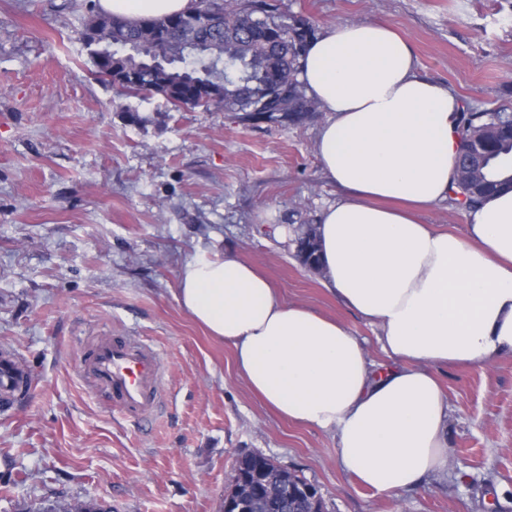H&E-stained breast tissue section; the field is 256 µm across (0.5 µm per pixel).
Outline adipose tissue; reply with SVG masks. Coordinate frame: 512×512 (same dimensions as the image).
<instances>
[{"mask_svg":"<svg viewBox=\"0 0 512 512\" xmlns=\"http://www.w3.org/2000/svg\"><path fill=\"white\" fill-rule=\"evenodd\" d=\"M127 19L161 18L195 0H100ZM298 78L327 114L323 174L340 196L318 224L329 291L379 330L393 361L372 362L341 321L285 301L227 252L183 263L180 306L230 344L251 390L282 418L334 431L342 470L380 493L447 471L449 407L436 370L512 354V189L467 211V230L422 219L456 183L461 104L420 76L409 40L374 21L311 40Z\"/></svg>","mask_w":512,"mask_h":512,"instance_id":"adipose-tissue-1","label":"adipose tissue"}]
</instances>
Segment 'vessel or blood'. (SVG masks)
Here are the masks:
<instances>
[{
	"instance_id": "obj_1",
	"label": "vessel or blood",
	"mask_w": 512,
	"mask_h": 512,
	"mask_svg": "<svg viewBox=\"0 0 512 512\" xmlns=\"http://www.w3.org/2000/svg\"><path fill=\"white\" fill-rule=\"evenodd\" d=\"M79 370L113 409L136 423H148L159 411L160 356L132 336H111L88 347Z\"/></svg>"
}]
</instances>
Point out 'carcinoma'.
<instances>
[{"label": "carcinoma", "instance_id": "cac0c4a2", "mask_svg": "<svg viewBox=\"0 0 512 512\" xmlns=\"http://www.w3.org/2000/svg\"><path fill=\"white\" fill-rule=\"evenodd\" d=\"M83 32L99 40L91 55L103 80L117 75L124 93L139 97L161 95L177 108L216 107L245 116L266 117L290 125L305 121L315 111L297 79V61L313 28L307 18L284 14L270 0H198L188 12L137 21L112 14L92 13ZM459 155L471 149L480 161L455 164L458 191L451 201L471 207L512 184V175L496 178L489 163L512 159V115L505 111L475 112L462 105ZM315 228L298 241L302 262H317ZM263 467L278 470L267 458L244 457L238 470ZM246 512H313L323 500L290 497L237 484Z\"/></svg>", "mask_w": 512, "mask_h": 512}]
</instances>
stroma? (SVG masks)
I'll return each mask as SVG.
<instances>
[{
  "instance_id": "stroma-1",
  "label": "stroma",
  "mask_w": 512,
  "mask_h": 512,
  "mask_svg": "<svg viewBox=\"0 0 512 512\" xmlns=\"http://www.w3.org/2000/svg\"><path fill=\"white\" fill-rule=\"evenodd\" d=\"M276 2L317 31L386 21L410 40L420 75L476 111L512 112V0ZM97 7L0 0V354L33 376L0 407V512L57 497L112 512H218L248 453L315 485L326 512H512V355L439 369L452 466L387 495L342 471L334 433L269 409L233 348L181 309L183 262L230 250L385 359L376 327L297 255L301 228L336 197L316 157L325 112L288 125L126 96L95 76L80 40ZM118 334L162 354L168 394L144 427L76 369L85 348Z\"/></svg>"
}]
</instances>
